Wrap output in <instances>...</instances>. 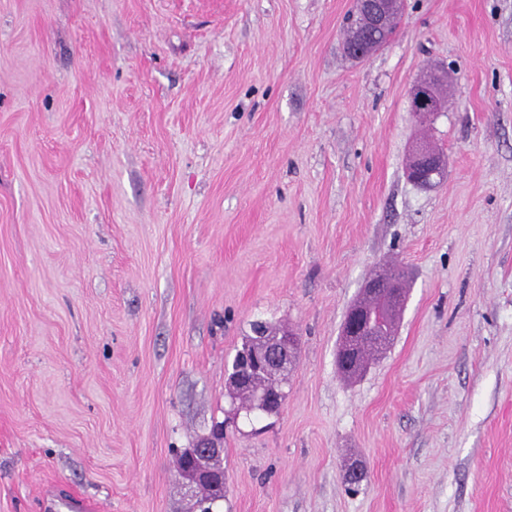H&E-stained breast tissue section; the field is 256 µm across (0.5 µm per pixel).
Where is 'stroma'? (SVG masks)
<instances>
[{
  "label": "stroma",
  "instance_id": "stroma-1",
  "mask_svg": "<svg viewBox=\"0 0 512 512\" xmlns=\"http://www.w3.org/2000/svg\"><path fill=\"white\" fill-rule=\"evenodd\" d=\"M353 3L0 0V512H198L176 461L217 422L220 512H512V0H406L361 62ZM256 321L299 336L272 416L226 384ZM439 78L437 74L430 72L412 85L410 109L421 122L431 117L433 113L442 111L443 99L437 98L432 92V86L439 81ZM447 162L428 141L417 140L407 168V177L419 186L431 188L444 177ZM357 303H365L372 306L373 311L380 317L381 322L377 327V335L384 338L387 343L395 331V325L399 318L396 315L395 307L391 306L388 301L378 297L376 299H367L364 295ZM343 345L349 346L351 342L359 336H371L363 340L357 347L354 359H351L346 365L340 359L342 340L336 354V363L338 369L347 375V377H355L359 375L365 368L368 360L374 354L378 347L371 343L372 336H376V316L373 312L369 313L364 307L352 305L347 311L343 330Z\"/></svg>",
  "mask_w": 512,
  "mask_h": 512
}]
</instances>
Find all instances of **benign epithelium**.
Listing matches in <instances>:
<instances>
[{"mask_svg": "<svg viewBox=\"0 0 512 512\" xmlns=\"http://www.w3.org/2000/svg\"><path fill=\"white\" fill-rule=\"evenodd\" d=\"M368 24L372 29H385L398 23L402 0H363L361 2ZM439 81L435 73L420 77L410 91V109L420 121L442 111L444 101L432 92V86ZM447 162L443 154L425 140H418L413 146L412 156L407 168V177L419 186L431 188L444 177ZM364 290L371 296L380 291L391 292L396 296L403 294L396 280L388 273H379L368 280ZM256 335L261 337L260 345L245 355V360L261 371V374L277 379L272 388L260 392L257 398L261 405L269 408V414L280 411L287 383L288 373L296 363L297 337L288 330H269L265 324H259ZM376 335V316L365 308L353 305L347 311L342 336L343 345L348 346L360 336ZM224 425L212 428L210 436L198 447L188 449L183 454L179 469V478L191 494L198 492L203 484L212 488H224L222 470L216 464L223 461Z\"/></svg>", "mask_w": 512, "mask_h": 512, "instance_id": "benign-epithelium-1", "label": "benign epithelium"}]
</instances>
